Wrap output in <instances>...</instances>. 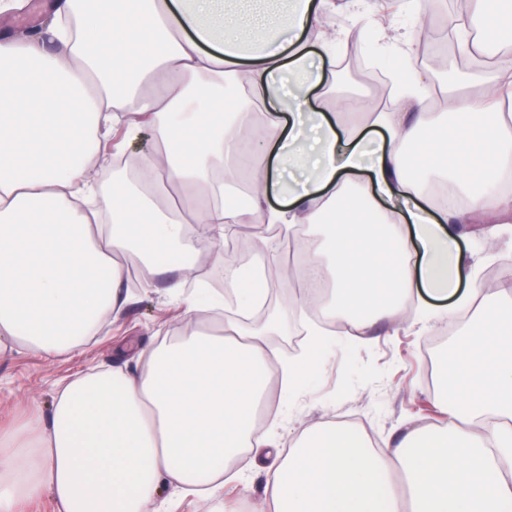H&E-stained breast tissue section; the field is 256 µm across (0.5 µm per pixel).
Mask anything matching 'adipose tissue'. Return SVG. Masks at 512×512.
Instances as JSON below:
<instances>
[{"label":"adipose tissue","mask_w":512,"mask_h":512,"mask_svg":"<svg viewBox=\"0 0 512 512\" xmlns=\"http://www.w3.org/2000/svg\"><path fill=\"white\" fill-rule=\"evenodd\" d=\"M331 0H112L80 11L52 0L27 36L0 35V361L24 347L75 356L131 300L122 258L137 252L189 327L138 347L133 363L79 375L50 408L0 421V512L50 495L57 512H158L164 487L203 493L221 512L226 463L272 437L252 417L279 372L284 388L321 360L277 365L264 331L224 324V295L185 292L199 256L231 226H278L285 237L324 228L314 261L335 284L326 313L361 332L409 324L407 299L442 301L451 323L474 327L431 397V426L407 423L376 448L332 423L306 430L265 472L269 512H512V305L481 302L462 224L512 222V63L477 95L448 88L443 110L471 133L444 137L427 76L407 78L382 129L339 120L348 99L326 79L335 33ZM504 0H468L456 17L458 51L476 57L511 18ZM480 19L481 38L469 30ZM231 92L233 109L206 104ZM203 102L192 122L187 102ZM151 147L110 186L92 177L142 133ZM447 142L411 175L407 146L423 133ZM263 170L249 205L231 209L240 148ZM478 175L460 204L434 186Z\"/></svg>","instance_id":"adipose-tissue-1"}]
</instances>
